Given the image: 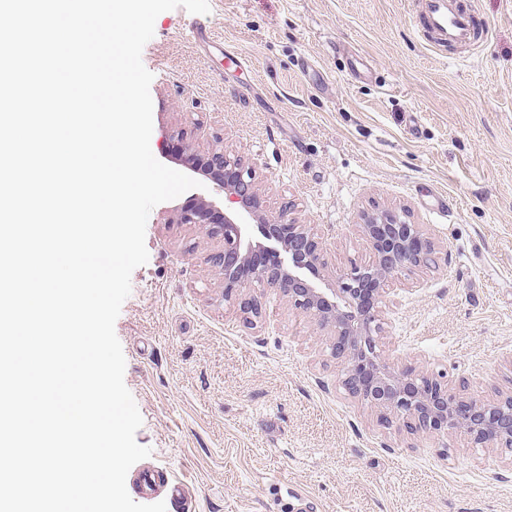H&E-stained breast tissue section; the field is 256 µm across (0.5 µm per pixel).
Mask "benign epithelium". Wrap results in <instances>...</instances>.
Masks as SVG:
<instances>
[{
  "mask_svg": "<svg viewBox=\"0 0 512 512\" xmlns=\"http://www.w3.org/2000/svg\"><path fill=\"white\" fill-rule=\"evenodd\" d=\"M188 169L201 182L234 198L238 208L222 210L198 195L183 209L180 223L199 224L224 239L214 263L224 270V297L255 283L278 288L319 326L333 328V354L344 365L343 386L375 408L396 415L410 429L460 432L476 444L512 446V394L496 402H477L448 389L437 379L403 369L378 350L382 284L408 266L435 261L432 241L414 224L390 213L369 216L362 224L374 254L369 266H354L339 279V288H318L304 277L324 266L323 244L304 224L288 221L287 212L269 214L251 171L239 159L214 149L189 157ZM272 242H253L251 226Z\"/></svg>",
  "mask_w": 512,
  "mask_h": 512,
  "instance_id": "1",
  "label": "benign epithelium"
}]
</instances>
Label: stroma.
Returning a JSON list of instances; mask_svg holds the SVG:
<instances>
[{
  "label": "stroma",
  "instance_id": "35a3bbf8",
  "mask_svg": "<svg viewBox=\"0 0 512 512\" xmlns=\"http://www.w3.org/2000/svg\"><path fill=\"white\" fill-rule=\"evenodd\" d=\"M209 3L161 13L142 51L154 157H241L266 210L321 238L320 288L371 263L364 214L420 225L438 259L388 283L385 354L473 399L512 393V0H462L488 30L469 48L421 37L414 0ZM182 204L151 210L115 323L152 451L128 472L134 501L180 512V482L192 512H512L511 450L383 422L343 389L332 330L280 289L251 288L256 318L225 298L224 241L180 223Z\"/></svg>",
  "mask_w": 512,
  "mask_h": 512
}]
</instances>
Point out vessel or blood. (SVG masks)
Listing matches in <instances>:
<instances>
[{"label": "vessel or blood", "mask_w": 512, "mask_h": 512, "mask_svg": "<svg viewBox=\"0 0 512 512\" xmlns=\"http://www.w3.org/2000/svg\"><path fill=\"white\" fill-rule=\"evenodd\" d=\"M425 37L438 46L469 47L482 38L473 16L457 0H423Z\"/></svg>", "instance_id": "b4317fda"}]
</instances>
